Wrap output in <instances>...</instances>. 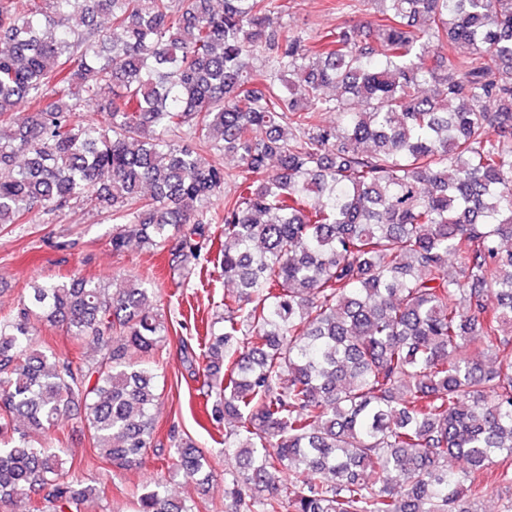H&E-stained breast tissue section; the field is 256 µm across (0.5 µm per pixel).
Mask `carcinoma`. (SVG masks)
<instances>
[{
  "label": "carcinoma",
  "instance_id": "carcinoma-1",
  "mask_svg": "<svg viewBox=\"0 0 512 512\" xmlns=\"http://www.w3.org/2000/svg\"><path fill=\"white\" fill-rule=\"evenodd\" d=\"M31 2L0 0V228L86 203L112 251L200 272L224 225L239 289L191 363L211 422L233 421L234 512H479L490 479L512 483V0H336L374 6V29L309 33L271 27L288 0ZM151 294L35 280L0 312L1 505H94L80 464L31 436L75 405L110 464L164 455L157 369L125 360L168 336ZM46 324L96 356H48ZM168 440L137 512H194L164 483L214 477Z\"/></svg>",
  "mask_w": 512,
  "mask_h": 512
}]
</instances>
